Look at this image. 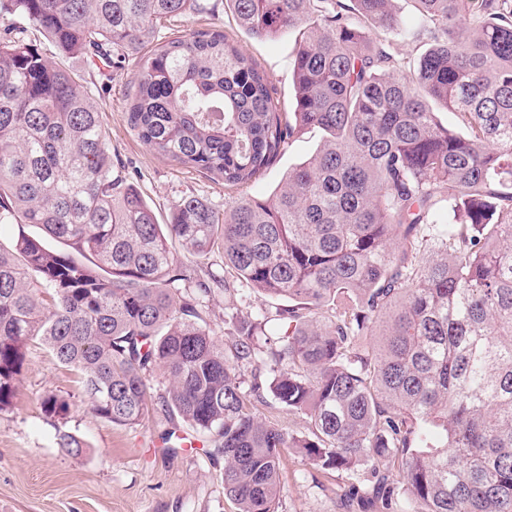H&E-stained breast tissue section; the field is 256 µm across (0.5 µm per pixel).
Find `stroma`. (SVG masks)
<instances>
[{"label": "stroma", "mask_w": 512, "mask_h": 512, "mask_svg": "<svg viewBox=\"0 0 512 512\" xmlns=\"http://www.w3.org/2000/svg\"><path fill=\"white\" fill-rule=\"evenodd\" d=\"M211 2L212 12L165 22V36L184 37L221 27L266 72L281 111L291 109L293 36L255 40L225 11L224 0ZM25 38L40 41L32 29ZM40 43L44 53L56 57L75 79L97 86L112 157L143 193L159 223H167L177 202L187 196L204 198L219 209L232 199L223 182L150 153L131 131L126 112L136 91L134 64L111 69L57 55L52 44ZM317 143V135L305 134L249 187V194L269 197ZM51 393L70 396L66 418L43 414L40 401ZM165 394V381L153 374L147 383L145 418L133 428L116 426L90 413L76 372L54 364L47 351L30 349L14 404L0 412V512H237L224 493L222 457L164 444L168 432L179 436L187 432L180 418L166 412ZM62 431L81 437L87 452L74 457L58 448ZM281 482L279 512H363L361 506L342 503L341 481L335 474L325 473L296 449L282 451Z\"/></svg>", "instance_id": "obj_1"}]
</instances>
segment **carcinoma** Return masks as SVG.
Here are the masks:
<instances>
[{"instance_id": "cac0c4a2", "label": "carcinoma", "mask_w": 512, "mask_h": 512, "mask_svg": "<svg viewBox=\"0 0 512 512\" xmlns=\"http://www.w3.org/2000/svg\"><path fill=\"white\" fill-rule=\"evenodd\" d=\"M396 2L224 0L256 40L295 35L282 112L224 32L162 39L201 0H0V234L17 229L0 244V411L40 345L118 426L140 424L161 372L167 411L224 456L237 512H278L283 448L376 512H512V0H411L410 21ZM22 23L62 55L134 61L143 144L226 187L320 143L270 197L190 196L160 224L112 161L96 93L13 36ZM398 38L425 50L401 57ZM176 244L223 249L232 275L200 279ZM213 283L227 352L199 310ZM243 286L282 304L241 319ZM253 366L306 431L256 417Z\"/></svg>"}]
</instances>
